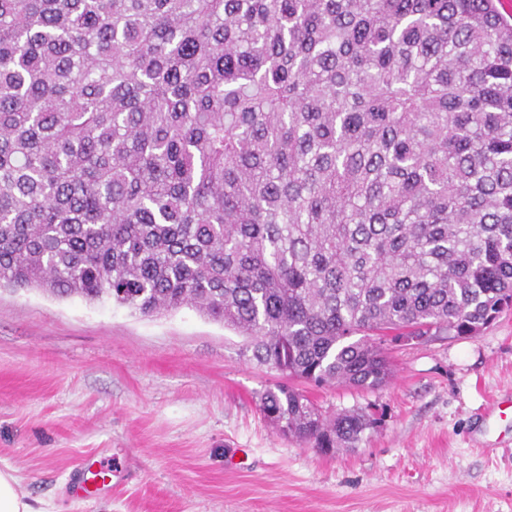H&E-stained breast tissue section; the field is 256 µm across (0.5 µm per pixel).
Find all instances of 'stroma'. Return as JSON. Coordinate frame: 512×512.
I'll list each match as a JSON object with an SVG mask.
<instances>
[{
  "instance_id": "35a3bbf8",
  "label": "stroma",
  "mask_w": 512,
  "mask_h": 512,
  "mask_svg": "<svg viewBox=\"0 0 512 512\" xmlns=\"http://www.w3.org/2000/svg\"><path fill=\"white\" fill-rule=\"evenodd\" d=\"M388 356L381 388L306 386L322 412L374 419L324 455L261 412L281 374L195 308L0 289V466L55 512H512V413L487 415L512 401V311ZM85 460L111 494L81 496Z\"/></svg>"
}]
</instances>
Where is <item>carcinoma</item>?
<instances>
[{"instance_id":"cac0c4a2","label":"carcinoma","mask_w":512,"mask_h":512,"mask_svg":"<svg viewBox=\"0 0 512 512\" xmlns=\"http://www.w3.org/2000/svg\"><path fill=\"white\" fill-rule=\"evenodd\" d=\"M191 305L289 378L512 302V23L495 0H0V288ZM261 408L351 447L276 384Z\"/></svg>"}]
</instances>
